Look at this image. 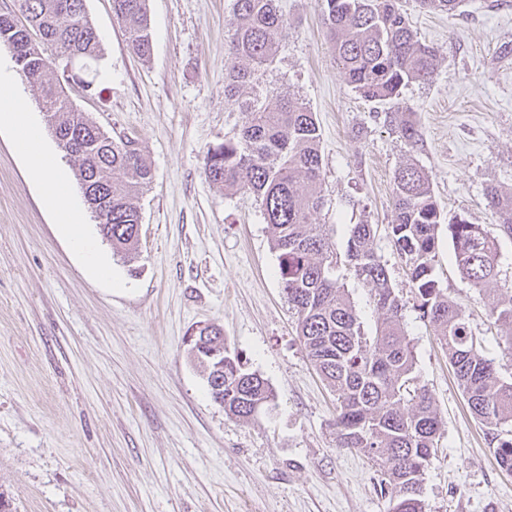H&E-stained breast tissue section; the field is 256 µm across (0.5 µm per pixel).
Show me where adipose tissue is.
Wrapping results in <instances>:
<instances>
[{
  "mask_svg": "<svg viewBox=\"0 0 512 512\" xmlns=\"http://www.w3.org/2000/svg\"><path fill=\"white\" fill-rule=\"evenodd\" d=\"M11 123L16 131L15 149L22 154L39 180L45 199L54 205L63 230L73 246L82 253L87 265L99 276L111 278L112 269L103 260L86 231L84 211L70 197L65 177L52 154L42 143L40 129L29 121L26 105L19 95L12 73L0 68V122Z\"/></svg>",
  "mask_w": 512,
  "mask_h": 512,
  "instance_id": "ef3b65f1",
  "label": "adipose tissue"
}]
</instances>
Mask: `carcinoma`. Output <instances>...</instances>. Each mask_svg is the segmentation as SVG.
Returning a JSON list of instances; mask_svg holds the SVG:
<instances>
[{
  "instance_id": "carcinoma-1",
  "label": "carcinoma",
  "mask_w": 512,
  "mask_h": 512,
  "mask_svg": "<svg viewBox=\"0 0 512 512\" xmlns=\"http://www.w3.org/2000/svg\"><path fill=\"white\" fill-rule=\"evenodd\" d=\"M85 0H15L27 26L0 14V48L12 53L21 76L41 99L59 147L78 162L79 180L97 184L101 236L127 262L136 258L139 201L152 174L136 140L108 139L107 132L77 109L51 76L53 56H74L93 66L102 56ZM236 20L227 40L224 98L241 114L239 132L207 150L204 173L215 184L248 193L258 203L272 235L278 275L297 314V333L326 386L336 394V438L378 466L382 490L395 512H423L420 494L429 459L443 435L442 422L424 388L414 381V348L402 323V305L385 264L373 248L374 228L350 229L346 258L371 284L379 318L365 333L354 305L333 276V245L326 225L315 222L321 194V133L315 115L296 94L272 91L262 76L288 37V22L277 0H231ZM421 7L456 11L461 0H418ZM327 37L348 86L361 98L386 107L412 83H428L438 68L437 51L410 28L402 0H320ZM132 51L152 52L147 0H112ZM405 142L419 140L409 119L384 113ZM495 228L464 218L445 221L425 169L410 160L393 175V216L389 235L405 257L417 309L432 326L454 368L472 413L488 426L499 467L512 474V436L499 427L512 422V382L501 380L483 341L473 335L461 307L448 298L434 275L439 228L448 223L455 264L481 292L498 283V238L512 237V192L486 190ZM507 303L488 316L505 328L512 356V288ZM190 353L203 368L211 397L224 411L248 420L269 408V384L248 370L224 343L222 330L206 326Z\"/></svg>"
}]
</instances>
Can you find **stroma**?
<instances>
[{
    "label": "stroma",
    "instance_id": "stroma-1",
    "mask_svg": "<svg viewBox=\"0 0 512 512\" xmlns=\"http://www.w3.org/2000/svg\"><path fill=\"white\" fill-rule=\"evenodd\" d=\"M418 38L440 57L431 83L407 86L391 108L420 133L408 145L359 98L336 64L318 0H279L289 24L264 81L298 94L321 130L317 221L329 225L334 270L365 332L378 320L370 286L343 255L351 225H376L374 250L401 299L418 386L444 435L421 490L424 512H512V476L469 409L387 234L393 174L414 160L444 215L492 226L485 189L512 190V0H464L449 14L403 0ZM103 56L94 88L72 100L109 134L134 138L152 173L140 199L139 257L129 265L97 236L113 281L90 274L0 125V491L13 512H390L380 474L338 447L336 398L296 330L277 276L271 233L254 198L211 182L207 150L237 132L224 98L230 0H148L152 53L127 45L112 0H86ZM31 118L45 114L26 81ZM75 202L78 165L43 135ZM434 273L512 381L504 332L488 311L499 289L476 292L440 229ZM213 324L271 386L274 408L227 415L188 353L193 328Z\"/></svg>",
    "mask_w": 512,
    "mask_h": 512
}]
</instances>
